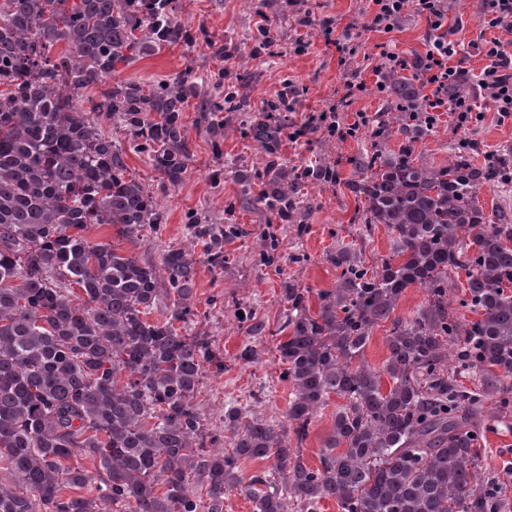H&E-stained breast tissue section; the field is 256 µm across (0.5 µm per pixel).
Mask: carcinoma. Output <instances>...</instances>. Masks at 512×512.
Instances as JSON below:
<instances>
[{"label": "carcinoma", "instance_id": "1", "mask_svg": "<svg viewBox=\"0 0 512 512\" xmlns=\"http://www.w3.org/2000/svg\"><path fill=\"white\" fill-rule=\"evenodd\" d=\"M176 6L0 0V469L14 477L0 482V512H224L232 489L253 512H319L325 499L339 512H500L476 445L512 416V214L486 212L478 193L512 192V147L480 165L465 145L445 163L428 161L416 150L434 124L422 85L382 71L393 99L371 121V147L351 159L345 186L361 199L365 230L390 231L389 255L369 268L357 248L336 246V287L318 293L314 315L308 289L282 288L278 333L287 336L276 349L296 434L307 435L330 395L343 400L320 466H306L285 427L252 409L230 408L224 430L210 428L194 397L207 371L224 373V354L189 334L192 248L223 267L224 228L195 215L191 247L168 250L158 265L90 241L92 225L135 240L164 221L98 118L124 124L172 187L188 172L190 100L210 132L238 124L268 160L241 176L231 215L304 224V189L339 177L325 162L297 172L280 161L286 125L275 113L288 111V87L257 119L236 84L219 80L208 96L186 72L148 88L118 78L159 47L207 38L178 21ZM396 134L395 151L387 142ZM462 272L464 313L448 309V283ZM411 286L427 290L425 304L391 317ZM237 315L252 336L239 358L253 362L266 324L244 306ZM387 319L388 355L376 370L363 351ZM225 438L229 447H218ZM83 456L97 477L66 464ZM254 460L269 465L245 473Z\"/></svg>", "mask_w": 512, "mask_h": 512}]
</instances>
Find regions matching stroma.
<instances>
[{"instance_id":"stroma-1","label":"stroma","mask_w":512,"mask_h":512,"mask_svg":"<svg viewBox=\"0 0 512 512\" xmlns=\"http://www.w3.org/2000/svg\"><path fill=\"white\" fill-rule=\"evenodd\" d=\"M281 9L270 19L275 37L272 46L254 51L252 35L256 30L254 0H177V16L184 26H205L213 40L230 42L236 47V57L225 59L213 54L208 43L190 46L176 45L149 55L125 67L121 75L148 85L177 72H189L198 83L224 77L235 78L238 55H251L249 69L256 75L250 95L254 110L275 97L283 83H291L298 91L288 122L297 125L310 113L336 107L340 127L384 111L389 100L381 90L379 44H390L393 51L415 58L426 49L429 33L424 20L414 12H406L398 28L385 34L371 29L368 18L371 0H277ZM448 25L454 26V40L462 50L457 58L472 84V97L483 101L477 77L486 64L475 44L479 36V0H444ZM310 12L311 24L295 20L299 7ZM331 19L338 27L350 32L349 50L339 53L326 46L319 22ZM363 83L364 89L354 97H346L348 84ZM192 146L193 156L185 181L177 186L166 185L147 157L129 149L130 136L116 121L106 120L102 131L124 152L130 175L141 180L152 192L165 214V222L157 230L143 231L139 240L129 242L118 237L112 227H95L88 234L91 241H109L125 253L143 261H159L167 250L189 245L186 217L192 212H205L218 225H233L235 232L224 240L227 261L223 268H212L205 259L196 263L195 311L197 317L192 333L211 338L224 354V372L205 374L194 398L207 424L220 427L224 412L232 405L254 404L264 417L284 425L288 422L289 384L282 378L284 369L276 351V340L266 337L259 345L255 362L238 358L249 334L245 324L234 315L236 304L251 306L270 328H277L284 312L281 288L284 282L295 280L310 289V306H317L319 291L332 287L338 272L328 261L329 252L339 243L355 242L367 266L379 265L390 249V234L385 225H375L371 235H363L354 219L357 200L345 186L351 175L349 160L369 147L365 137L334 135L319 131L299 140L283 139L282 161L301 169L318 157L328 156L340 180L336 183L317 182L307 188L311 203L308 220L303 224H267L257 214L235 212L227 216L224 203L235 196L239 186L236 171H252L262 167L264 153L257 144L241 135L238 129H225L223 136L209 135L195 106L182 114ZM474 142L486 152L502 145H512V121H500L496 112L486 110L480 120L456 127L451 113L438 118L431 134L421 147L429 159L445 161L448 146L459 138ZM269 235L272 250L262 257L256 247L259 234ZM302 253L306 262H293L294 254ZM340 400L330 397L316 414L310 433L300 445L303 461L319 466L324 440L331 431L334 414ZM483 471L498 485L503 495V512H512V428L498 427L486 432L481 448Z\"/></svg>"}]
</instances>
